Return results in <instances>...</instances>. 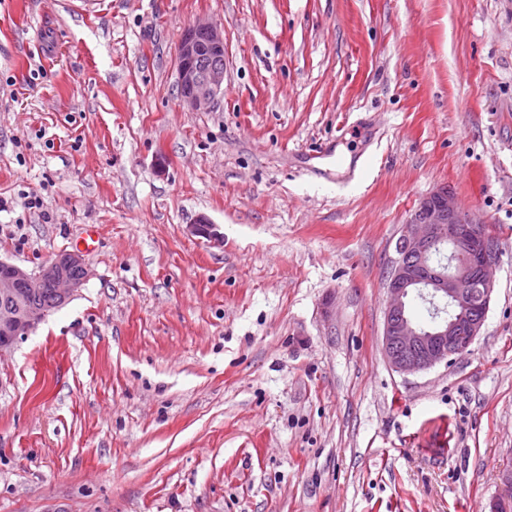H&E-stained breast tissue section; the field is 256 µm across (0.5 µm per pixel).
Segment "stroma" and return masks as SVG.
Returning a JSON list of instances; mask_svg holds the SVG:
<instances>
[{"label":"stroma","instance_id":"obj_1","mask_svg":"<svg viewBox=\"0 0 512 512\" xmlns=\"http://www.w3.org/2000/svg\"><path fill=\"white\" fill-rule=\"evenodd\" d=\"M201 18L224 29L207 112L176 86ZM442 187L493 232L494 292L470 352L404 376L386 275ZM89 224L87 281L0 354V512H489L512 0H0V258L38 270Z\"/></svg>","mask_w":512,"mask_h":512}]
</instances>
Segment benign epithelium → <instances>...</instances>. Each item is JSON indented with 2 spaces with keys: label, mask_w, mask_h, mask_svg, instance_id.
Wrapping results in <instances>:
<instances>
[{
  "label": "benign epithelium",
  "mask_w": 512,
  "mask_h": 512,
  "mask_svg": "<svg viewBox=\"0 0 512 512\" xmlns=\"http://www.w3.org/2000/svg\"><path fill=\"white\" fill-rule=\"evenodd\" d=\"M176 64L180 103L196 112L211 110L224 91V29L208 20L188 25L177 45ZM189 232L206 239L217 236L205 215L198 216ZM446 241L451 247L448 270L441 271L429 258ZM395 252L387 274L383 352L392 369L412 375L470 350L484 326L494 290L497 247L494 237L460 209L448 189L441 188L424 198L403 225ZM71 267L81 268V279L69 277ZM87 277L83 260L73 253L60 254L34 272L0 260V301L6 303L0 308V354L47 316L36 307L10 306L17 300L16 284L40 288L50 282L67 301ZM415 294L433 305H448V312L437 313L432 325L421 329L406 316ZM501 483L504 494L493 500L490 512H512V468L502 472Z\"/></svg>",
  "instance_id": "obj_1"
}]
</instances>
